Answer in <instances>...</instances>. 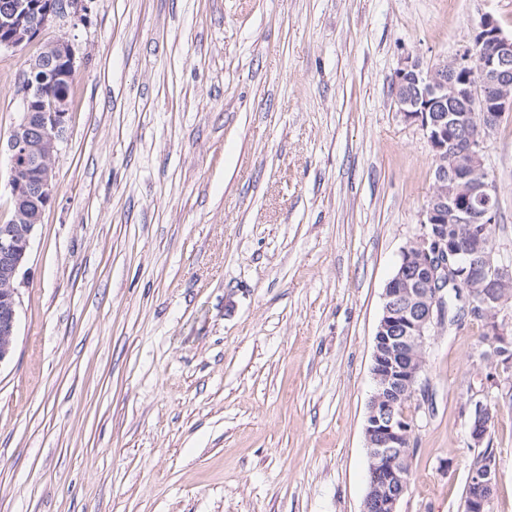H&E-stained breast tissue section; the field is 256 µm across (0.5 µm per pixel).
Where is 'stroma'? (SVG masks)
<instances>
[{
  "instance_id": "1",
  "label": "stroma",
  "mask_w": 512,
  "mask_h": 512,
  "mask_svg": "<svg viewBox=\"0 0 512 512\" xmlns=\"http://www.w3.org/2000/svg\"><path fill=\"white\" fill-rule=\"evenodd\" d=\"M512 0H93L0 364V512H361L382 293L433 191L390 95ZM42 42L0 52V137ZM512 266V114L487 140ZM466 320L425 347L399 512H463ZM491 406L512 512V388Z\"/></svg>"
}]
</instances>
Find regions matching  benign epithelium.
Listing matches in <instances>:
<instances>
[{
    "instance_id": "7a95c632",
    "label": "benign epithelium",
    "mask_w": 512,
    "mask_h": 512,
    "mask_svg": "<svg viewBox=\"0 0 512 512\" xmlns=\"http://www.w3.org/2000/svg\"><path fill=\"white\" fill-rule=\"evenodd\" d=\"M91 0H6L0 4V51L39 40L60 18L85 22ZM76 72L73 45L56 39L49 52L26 61L18 86L22 113L12 127L7 150L9 193L14 217L0 224V364L15 344L19 289L31 242L52 203L56 174L52 155L65 131L68 106L45 87V76L67 80ZM392 99L403 118L421 129L433 157L434 190L420 213L419 233L401 254L383 289L378 346L371 374L375 391L364 426L370 458L368 492L362 512H398L407 492L408 450L414 426L396 412L423 386L425 346L443 328L444 285L438 273L460 277L468 298L467 316L484 323L490 352L512 348V328L499 319L506 304L500 292L512 286V267L498 262L485 246L488 227L499 223L497 188L485 167L488 130L512 112V35L498 20L483 16L472 43L452 59L428 64L407 55L392 81ZM466 224L468 243L448 237V225ZM464 412L476 423L468 428L470 446L483 444L490 408L486 397L472 396ZM497 479L496 457L469 472V481L486 489L467 503L468 512H490Z\"/></svg>"
}]
</instances>
